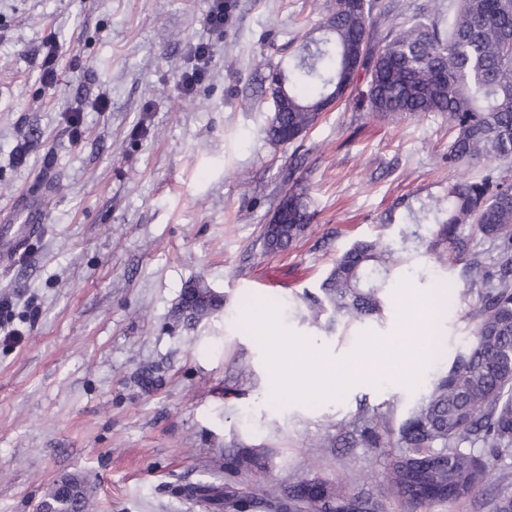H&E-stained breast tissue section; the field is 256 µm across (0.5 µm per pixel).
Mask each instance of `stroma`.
<instances>
[{
  "mask_svg": "<svg viewBox=\"0 0 512 512\" xmlns=\"http://www.w3.org/2000/svg\"><path fill=\"white\" fill-rule=\"evenodd\" d=\"M235 2L231 25L215 31L209 0H0V227L21 223L31 197L45 214L22 254L0 260V512H36L66 474L87 481L97 512H218L187 490L231 479L233 446L271 451L242 483L273 493L316 473L403 512L387 455L350 423L368 410L396 427L420 408L469 340L467 283L418 251L381 317L313 320L308 296L354 241L381 234L397 246L411 225L432 223L448 190L447 125L437 113L383 117L351 94L294 143L271 142L269 71L333 0ZM51 33L79 64L46 85ZM200 42L206 71L187 94L180 79ZM296 182L311 222L287 250L266 252L262 228ZM192 282L224 308L188 328L175 311ZM409 288L454 293L435 322L439 357L415 387L273 396L248 308L276 305L284 329L340 362L363 337L397 334ZM505 493L512 455L438 512H491Z\"/></svg>",
  "mask_w": 512,
  "mask_h": 512,
  "instance_id": "stroma-1",
  "label": "stroma"
}]
</instances>
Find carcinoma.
Masks as SVG:
<instances>
[{"label": "carcinoma", "mask_w": 512, "mask_h": 512, "mask_svg": "<svg viewBox=\"0 0 512 512\" xmlns=\"http://www.w3.org/2000/svg\"><path fill=\"white\" fill-rule=\"evenodd\" d=\"M380 16L377 0H334L319 36L306 35L288 67V105L273 113L267 135L293 143L314 126L327 100L350 86L384 116L441 114L448 122V171L495 163L483 176L448 179L447 199L433 205L446 218L414 225L401 249L376 237L336 256L320 284L323 298L312 306L318 314L328 304L338 321L381 316L383 291L419 246L441 265L462 264L471 341L398 428L381 414L363 420L360 430L369 448L405 449L386 468L404 512H435L473 495L512 449V0H455L446 16L416 13L378 47ZM280 205L284 222L261 234L269 252L287 249L310 223L297 185ZM483 244L495 252L490 265L481 259ZM222 305L211 289L192 283L182 292L178 318L193 326ZM226 463L236 472L263 471L267 454L236 448ZM61 489L48 494L59 512L88 508L82 478L63 477ZM200 491L224 512H386L381 500L318 476L274 495L237 481L222 492L209 485Z\"/></svg>", "instance_id": "carcinoma-1"}]
</instances>
